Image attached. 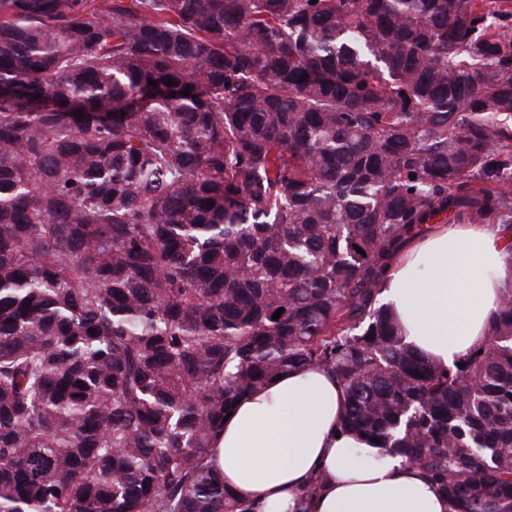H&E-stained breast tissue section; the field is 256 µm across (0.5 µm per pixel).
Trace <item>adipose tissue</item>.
I'll return each mask as SVG.
<instances>
[{"label":"adipose tissue","instance_id":"ef3b65f1","mask_svg":"<svg viewBox=\"0 0 512 512\" xmlns=\"http://www.w3.org/2000/svg\"><path fill=\"white\" fill-rule=\"evenodd\" d=\"M512 288V250L495 224H433L386 268L383 302L405 344L443 366L487 341ZM345 393L332 374L300 368L239 401L214 439L226 491L258 512H447L417 467L339 430ZM324 482L308 487L315 476Z\"/></svg>","mask_w":512,"mask_h":512}]
</instances>
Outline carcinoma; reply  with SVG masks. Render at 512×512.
Wrapping results in <instances>:
<instances>
[{"instance_id":"carcinoma-1","label":"carcinoma","mask_w":512,"mask_h":512,"mask_svg":"<svg viewBox=\"0 0 512 512\" xmlns=\"http://www.w3.org/2000/svg\"><path fill=\"white\" fill-rule=\"evenodd\" d=\"M511 20L0 0V512H254L211 444L306 366L448 512H512V288L448 369L378 299L440 215L512 233Z\"/></svg>"}]
</instances>
